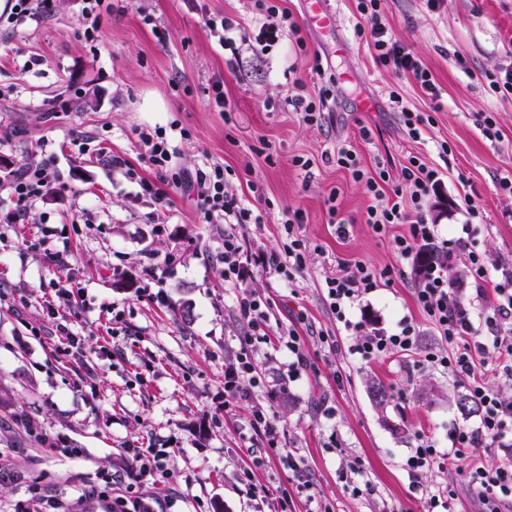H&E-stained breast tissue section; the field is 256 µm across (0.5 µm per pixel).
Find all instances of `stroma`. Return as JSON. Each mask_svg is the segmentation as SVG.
<instances>
[{"instance_id": "obj_1", "label": "stroma", "mask_w": 512, "mask_h": 512, "mask_svg": "<svg viewBox=\"0 0 512 512\" xmlns=\"http://www.w3.org/2000/svg\"><path fill=\"white\" fill-rule=\"evenodd\" d=\"M332 7V36L305 24L306 48L283 41L240 72L228 69L205 17L225 12L250 23L252 0H118L93 44L80 34L81 0H55L41 23L0 28V156L10 161L0 172V512H37L43 499L64 512H106L119 496L146 512H278L283 492L293 512H415L438 491L452 494L454 512H480L461 468L512 464V441L485 453L450 448L451 429L480 423L457 405L465 377L408 355L365 361L357 353L360 322L392 333L408 320L422 349L448 344L414 303V272L395 271L394 238L405 225L376 237L360 221L370 203L364 185L336 164L344 145L370 173L378 162L425 154L443 179L429 202L440 237H456L474 198L484 220L471 248L512 269V195L497 186L512 175V97L492 93L485 79L512 65V0H442L434 11L425 0H387L393 37L441 88L436 107L412 80L375 64L356 34L353 0ZM37 56L42 65L23 69ZM318 62L338 70L340 84L335 111L311 126L287 100L318 95ZM217 76L227 116L213 107ZM392 90L409 108L432 112L422 140L404 135ZM365 96L374 111L360 110ZM148 100L159 111H143ZM483 111L493 113L499 139L483 136ZM159 126L180 166L223 165L228 191L262 213V223L234 228L248 252H281L284 210L304 213L305 267L294 281L262 263L242 282L225 280L224 227L199 223L193 194L174 192L155 206L109 164L120 156L156 180L140 160L139 134ZM364 126L371 141L359 135ZM444 141L450 151L442 157ZM47 156L60 180L6 223L13 174ZM298 157L308 169L295 165ZM332 206L353 220L346 238L329 222ZM51 250L65 253L67 265L50 263ZM358 261L394 274L341 322L325 279ZM244 288L266 306L265 333L298 331L306 365L290 376L291 356L255 340L264 385L228 417L224 364L251 332L235 309ZM68 315L81 343L73 356L60 354L56 330L57 317ZM373 379L388 388L385 404L369 393ZM254 407L276 417L284 452L313 481L311 496L298 494L291 471L261 440H250ZM420 433L451 457L415 479L405 460ZM133 446L168 449V479L140 474L127 453ZM246 468L271 497L247 492Z\"/></svg>"}]
</instances>
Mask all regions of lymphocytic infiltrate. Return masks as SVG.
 Listing matches in <instances>:
<instances>
[{
    "label": "lymphocytic infiltrate",
    "mask_w": 512,
    "mask_h": 512,
    "mask_svg": "<svg viewBox=\"0 0 512 512\" xmlns=\"http://www.w3.org/2000/svg\"><path fill=\"white\" fill-rule=\"evenodd\" d=\"M361 20L358 36L364 37L372 50L375 63L391 68L396 74L411 77L422 93L431 101L441 98V89L431 71L402 43L396 40L391 24L386 19L385 0H354ZM256 13L252 27L255 44L261 51L271 50L284 38H291L297 46H304L302 27L281 0H255ZM145 146L143 160L149 169L159 174L163 187L142 177L136 169L127 168L126 161L111 156L113 166L126 167L127 174L143 194L152 196L158 204L169 202L170 191L195 192L196 214L203 224L261 223V214L245 206L226 190L224 168L213 164L190 171L178 167L175 152L166 136L165 128L154 132H140ZM339 167L351 172L355 179L364 181L371 203L363 220L376 235H387L397 224L406 225L405 233L396 236L395 250L400 260L416 272L418 286L414 300L419 310L436 326L450 346L449 353H426L424 362L465 376L471 398L481 408L477 429L456 427L448 439L455 448L491 446L494 442L512 437V400L504 399L499 391L488 386L475 371L474 354L497 360L512 377V274H493L485 256L470 250L469 237L472 220L481 218L478 206L469 205L470 223L462 225L455 239L456 250L466 252L473 288L470 296L456 293L448 280V269L439 264H423L420 252L435 243L438 228L427 220L426 207L432 192L441 181L440 173L422 154L405 157L399 174L381 167L368 173L361 166L355 149L342 147L336 153ZM301 212H294L284 223L288 242L282 257L272 259L275 272L284 279L295 280L303 268V241L295 228L303 224ZM383 274L364 263L353 268H339L336 275L326 278L325 285L330 305L337 320H345L346 310L356 300L372 293ZM253 337L241 342L236 358L224 366V412L233 414L238 403L249 400L252 388L258 387L261 376L252 353ZM417 342V331L412 323H402L399 331L387 334L376 330L364 333L356 351L364 360L382 355L412 352ZM468 484L484 493V512H501L503 500H512V465H477L464 469Z\"/></svg>",
    "instance_id": "obj_1"
}]
</instances>
